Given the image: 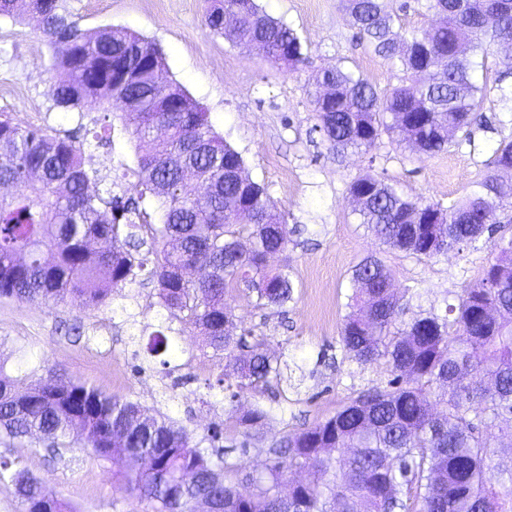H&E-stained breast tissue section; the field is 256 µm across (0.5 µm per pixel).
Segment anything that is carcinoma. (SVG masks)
Listing matches in <instances>:
<instances>
[{
    "mask_svg": "<svg viewBox=\"0 0 512 512\" xmlns=\"http://www.w3.org/2000/svg\"><path fill=\"white\" fill-rule=\"evenodd\" d=\"M343 6L367 49L402 77L380 92L341 64L318 72L314 106L328 150L366 153L387 134L432 157L471 139L488 92L473 73L487 67L492 47L512 44V0H425L431 22L404 36L394 31L385 0ZM2 16L41 25L55 54L56 106L106 111L117 99L124 111L120 128L106 124L90 139L0 119V183L15 188L0 195V298L102 303L144 267L133 253L147 244L161 306L236 360L238 387L266 388L281 376L279 358L263 339L247 345L224 304L243 281L260 307L293 299L288 270L267 265L269 255L288 248L290 231L265 188L213 131L206 109L167 80L152 42L123 27L83 31L60 0H0ZM205 24L273 65L295 70L309 61L297 32L255 0H212ZM116 132L134 145L139 197L157 200V223L140 202L90 189L86 149L93 140L113 143ZM491 164L490 174L446 207L370 173L354 178L349 193L360 223L382 244L434 259L450 249L477 250L489 227L512 223V179L500 173L512 171V140L499 143ZM196 264L205 277L185 278ZM351 282L343 348L361 364L385 360L395 377L389 388L360 394L270 448L250 493L239 489L241 467L214 446L220 430L192 443L176 422L80 381L61 385L50 370L23 392L0 377V435L40 434L54 453L75 432L97 458L137 464L128 488L155 512H197L202 500L220 512H512V467L494 472L487 464L492 455L512 459V433L483 434L512 415V237H500L482 278L443 315L399 320L401 296L378 258L356 264ZM268 418L261 406L243 412V436ZM294 468L309 479L284 494ZM185 471L192 481L183 487ZM0 483L13 487L22 512H74L11 460H0Z\"/></svg>",
    "mask_w": 512,
    "mask_h": 512,
    "instance_id": "1",
    "label": "carcinoma"
}]
</instances>
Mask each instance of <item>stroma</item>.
<instances>
[{
	"label": "stroma",
	"instance_id": "1",
	"mask_svg": "<svg viewBox=\"0 0 512 512\" xmlns=\"http://www.w3.org/2000/svg\"><path fill=\"white\" fill-rule=\"evenodd\" d=\"M256 2L297 31L308 47V64L291 72L210 32L204 17L211 0H63L83 30L124 27L156 44L168 79L207 109L214 131L241 154L248 176L265 186L282 213L291 241L268 264L289 269L293 301L261 308L243 285L225 296L238 329L264 338L280 358V379L265 392L231 396L238 378L228 359L199 330L170 317L159 304L156 283L143 274L99 305L0 299V358L21 391L50 369L170 418L194 439L219 428L227 459L257 477L275 440L324 421L362 391L389 386L393 374L385 363H358L340 342L358 262L372 253L384 261L403 297V320L430 311L441 315L462 288L481 278L500 236L484 235L477 251L407 257L379 245L360 224L350 182L369 172L414 196L451 203L487 175L500 140L512 139V112L500 102L485 103L471 140L437 156L419 155L384 137L368 153L336 159L316 127V71L340 63L381 91L398 84L399 71L357 45L342 0ZM53 76V51L36 22L0 18V115L53 135L80 124L100 129L104 114L97 107L77 112L54 106ZM91 153L104 185L123 198L135 197L126 177L137 165L132 144L118 138ZM158 331L167 348L153 354L148 344ZM256 404L271 416L247 440L236 418ZM43 446L36 435L0 436V456L40 477L48 493L77 512H154L129 493L119 465L94 458L76 441L52 459Z\"/></svg>",
	"mask_w": 512,
	"mask_h": 512
}]
</instances>
